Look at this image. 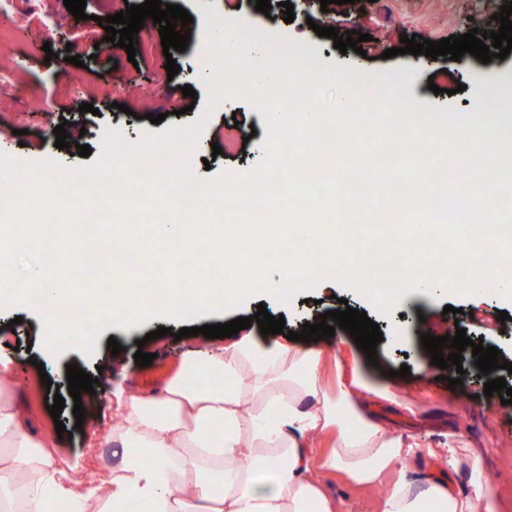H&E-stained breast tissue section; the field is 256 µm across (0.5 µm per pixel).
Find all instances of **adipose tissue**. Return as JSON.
Instances as JSON below:
<instances>
[{
    "label": "adipose tissue",
    "mask_w": 512,
    "mask_h": 512,
    "mask_svg": "<svg viewBox=\"0 0 512 512\" xmlns=\"http://www.w3.org/2000/svg\"><path fill=\"white\" fill-rule=\"evenodd\" d=\"M318 353L274 338L237 337L212 354L187 349L158 392L116 390L117 416L104 437L115 461L85 487L78 464L59 468L37 439L0 360V512H44L54 487L71 512H340L311 467L304 439L334 432L325 468L380 490V512H498L499 499L475 450L448 446L454 468L469 467L472 493L439 478L389 480L415 443L389 434L366 397L391 390L353 372L323 388Z\"/></svg>",
    "instance_id": "1"
}]
</instances>
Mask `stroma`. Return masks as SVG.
I'll return each instance as SVG.
<instances>
[{"mask_svg": "<svg viewBox=\"0 0 512 512\" xmlns=\"http://www.w3.org/2000/svg\"><path fill=\"white\" fill-rule=\"evenodd\" d=\"M46 16L60 20L66 30L63 40L45 45L38 30L21 35L11 47L0 52L6 67L14 72L10 81L0 82V154L41 163L52 160L65 168L93 164L102 150L104 129L122 130L129 141L139 140L142 132L160 133L172 126L195 122L206 106L209 95L204 82L208 58L203 39L206 23L220 25L224 19L245 22L253 33L268 39L290 38L299 54L314 57L318 68L348 71L349 80L359 86L373 80L376 86L397 84L406 102L417 112H472L471 100L480 95L484 105L480 114L512 113V54L505 59L484 63L473 55L452 61L410 54L384 58L386 49L399 46L402 35L417 34L438 41L468 30H498V13L505 0H346L345 4L322 6L320 0H291L295 18L283 20V9L273 6L270 13L254 10L250 0H174L192 16L191 37L185 51L164 56L136 54L128 57L125 49L105 41V31L98 18L116 15L127 5L142 0H86L85 20H75L63 0H40ZM336 31L370 34L361 51L340 53L332 39L317 36L315 26ZM54 59H47V52ZM80 55L86 61L78 67L66 62L65 54ZM175 59L180 71L168 76L167 59ZM191 85L196 98L183 96L181 89ZM93 104V112L80 113L82 103ZM25 111L24 135H13L12 113ZM162 115L154 124L150 115ZM237 120L238 135L246 145L234 151L213 155V143L224 140L225 123ZM65 125L70 136L68 148L55 146L54 129ZM267 136L263 117L251 104L234 100L220 107L212 116L192 155V167L199 177H213L221 171L243 173L261 162V145ZM89 146L91 156H79L78 145ZM366 312L384 336L376 347L377 361L369 363L363 351L345 330L333 337L309 342V349L321 354L320 378L325 388H334L339 377H350L352 368L361 369L376 382L389 385L395 400H370L371 411L389 433L414 438L420 450L398 470L410 479L428 475L446 479L452 491L469 490V476L454 471L430 451L442 447L448 436H456L466 447L478 449L485 477L496 489L501 512H512V404H502L499 396L483 397L484 382L471 358H464L462 385L449 388L447 380L457 369L440 370L420 342L424 333L446 335L454 327L464 328L471 340L498 348L501 359L512 362V302L494 293L483 297L459 298L435 289L418 299L411 311L392 310L378 314L368 300L355 289L343 287L333 279L317 282L314 289L296 294L289 304L276 298L249 296L241 308L223 313L193 317V327L227 323L249 317L259 307L272 316H283L286 329L301 331L304 323H317L322 313L339 309L341 302ZM452 313H445V306ZM508 312L507 321H498L499 312ZM22 324H15V317ZM403 322L408 337L400 343L389 342L394 323ZM157 319H149L134 329L108 327L98 336L91 355L69 349L46 357L41 348L37 315L25 308L0 310V356L11 360L10 382L22 413L36 421L48 433L50 447L56 448L60 465L79 463L82 478L101 476L111 458L110 449L101 445V437L116 413L112 392L116 388L150 390L162 386L177 371L187 345H207L204 336L175 339L166 335L147 340L157 330ZM116 339L119 355H112L107 343ZM152 353L151 365L141 367L134 355L137 349ZM76 364L85 372L96 374L99 385L95 394H82L79 403L85 409L83 421H76L70 400L67 368ZM408 366V376H399L401 366ZM48 374L51 388L40 387L41 374ZM65 399L59 417H52L46 407L47 393ZM63 422L68 435L59 437L56 422ZM330 493L342 512H379V493L351 482L340 472L326 476Z\"/></svg>", "mask_w": 512, "mask_h": 512, "instance_id": "obj_1", "label": "stroma"}]
</instances>
